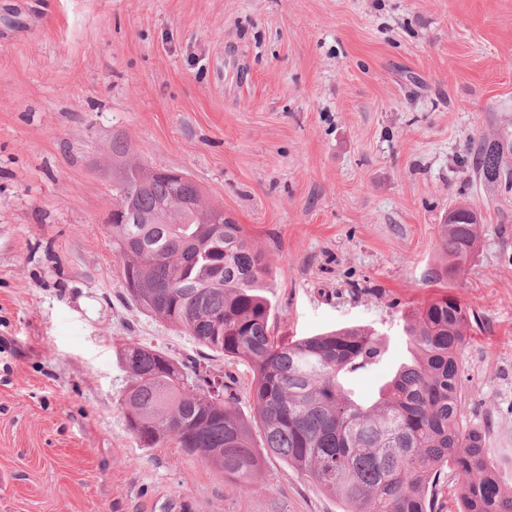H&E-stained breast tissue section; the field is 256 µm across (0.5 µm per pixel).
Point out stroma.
Wrapping results in <instances>:
<instances>
[{
	"mask_svg": "<svg viewBox=\"0 0 512 512\" xmlns=\"http://www.w3.org/2000/svg\"><path fill=\"white\" fill-rule=\"evenodd\" d=\"M187 173L271 267V333L366 326L409 358L402 315L454 294L482 319L467 422L512 475V0H0V512H339L282 460L250 489L128 431L116 356L200 363L253 421V374L135 305L107 229L112 141ZM481 240L450 289L449 209ZM500 147L496 142H488L476 161L475 170L485 181L493 183L509 179V173L502 168Z\"/></svg>",
	"mask_w": 512,
	"mask_h": 512,
	"instance_id": "1",
	"label": "stroma"
}]
</instances>
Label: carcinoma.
<instances>
[{
    "label": "carcinoma",
    "mask_w": 512,
    "mask_h": 512,
    "mask_svg": "<svg viewBox=\"0 0 512 512\" xmlns=\"http://www.w3.org/2000/svg\"><path fill=\"white\" fill-rule=\"evenodd\" d=\"M135 167L124 162L115 199L124 198ZM475 170L490 183L509 179L498 143L484 145ZM150 172L133 196L138 222L114 211L108 224L126 293L152 317L251 368L266 454L336 498L341 512H512L486 426L464 415L462 359L477 320L469 309L445 295L405 311L410 362L360 398L346 381L381 363V336L364 326L291 341L271 336L264 253L233 219L217 233L207 213L186 207L168 223L162 206L201 189L172 170ZM479 228L467 212L440 225L448 277L477 250ZM118 358L128 371L119 405L144 447L173 442L251 486L261 459L251 424L234 410L232 386L136 341L123 343Z\"/></svg>",
    "instance_id": "carcinoma-1"
}]
</instances>
